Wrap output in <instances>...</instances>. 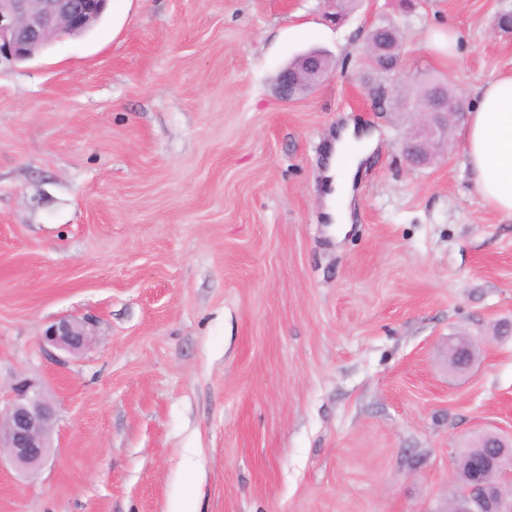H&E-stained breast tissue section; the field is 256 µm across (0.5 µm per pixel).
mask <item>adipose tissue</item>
Wrapping results in <instances>:
<instances>
[{
  "mask_svg": "<svg viewBox=\"0 0 512 512\" xmlns=\"http://www.w3.org/2000/svg\"><path fill=\"white\" fill-rule=\"evenodd\" d=\"M466 165L485 207L512 216V75L483 82L468 112L463 131ZM369 133L347 126L336 136L324 172V212L332 233L348 229V197L342 187H353L359 166L374 148Z\"/></svg>",
  "mask_w": 512,
  "mask_h": 512,
  "instance_id": "obj_1",
  "label": "adipose tissue"
}]
</instances>
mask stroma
Here are the masks:
<instances>
[{
	"label": "stroma",
	"instance_id": "stroma-1",
	"mask_svg": "<svg viewBox=\"0 0 512 512\" xmlns=\"http://www.w3.org/2000/svg\"><path fill=\"white\" fill-rule=\"evenodd\" d=\"M512 0H109L100 23L0 64V410L53 399L51 454L0 447V512H446L454 458L512 433V219L483 207L463 122L424 165L420 116L378 101L440 79L465 104L512 72ZM398 72L367 68L379 21ZM455 25L459 60L427 40ZM312 47L335 67L293 102ZM378 134L351 224L328 231L324 154ZM90 319L56 362L41 335ZM472 340L479 359L448 366ZM311 52L320 53L322 55V58L328 64V66H330V57L322 51L311 50L301 54L300 56L306 55ZM300 56L297 57L294 61L290 62L286 67L282 68L278 74L276 82L278 95L280 98L284 100L293 101L295 100L296 97L300 96L304 91V86L299 76V70L295 67H288L295 66L297 62L300 60ZM475 355V347L468 338H459L448 347V360L454 370L469 368L475 359Z\"/></svg>",
	"mask_w": 512,
	"mask_h": 512
}]
</instances>
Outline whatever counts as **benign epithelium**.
Instances as JSON below:
<instances>
[{
    "instance_id": "obj_1",
    "label": "benign epithelium",
    "mask_w": 512,
    "mask_h": 512,
    "mask_svg": "<svg viewBox=\"0 0 512 512\" xmlns=\"http://www.w3.org/2000/svg\"><path fill=\"white\" fill-rule=\"evenodd\" d=\"M108 0H0V60L17 63L31 59L51 39L69 33L82 32L101 17ZM366 57L380 71L398 69L401 43L388 50L385 45L367 40ZM305 70L314 80L323 78L322 59L309 55L301 59V68L284 67L277 78L280 98L295 100L304 91L299 70ZM458 112L436 95L431 119L412 128L403 138L402 148L412 163L428 156L440 144L448 141V131ZM44 344L67 353L81 350L88 341L86 322L64 317L48 326L42 336ZM476 351L472 342L460 338L448 347L452 369L470 367ZM56 420L52 399L29 378L18 376L10 387L6 411L0 416V447L10 451L13 464L26 471L41 468L49 458V432ZM485 439L492 452L473 459L471 480L459 487L456 512H512V471L496 465V448H504L509 440L498 434Z\"/></svg>"
}]
</instances>
